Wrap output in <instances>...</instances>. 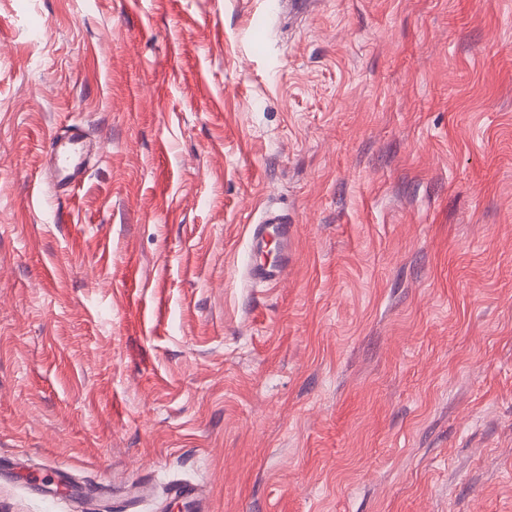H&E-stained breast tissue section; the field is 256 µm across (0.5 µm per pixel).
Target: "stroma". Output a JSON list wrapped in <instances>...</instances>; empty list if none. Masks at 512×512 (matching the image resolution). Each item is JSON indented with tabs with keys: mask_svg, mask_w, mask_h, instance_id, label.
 <instances>
[{
	"mask_svg": "<svg viewBox=\"0 0 512 512\" xmlns=\"http://www.w3.org/2000/svg\"><path fill=\"white\" fill-rule=\"evenodd\" d=\"M1 457L0 512H512V0H0ZM84 139L79 127H75L74 132L68 138V143L61 145L54 140L52 142V159L55 165L60 169L61 180L71 183L74 189L81 180L83 159L79 151L81 140ZM82 173V174H81ZM294 236L293 224H288L284 215L276 212H266L257 223L251 224L249 247L250 253H262L270 239H276L282 246L280 256L272 262H253L247 268V275L253 282L274 285L287 274L293 263L292 241Z\"/></svg>",
	"mask_w": 512,
	"mask_h": 512,
	"instance_id": "1",
	"label": "stroma"
}]
</instances>
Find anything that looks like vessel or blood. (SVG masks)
Returning <instances> with one entry per match:
<instances>
[{"mask_svg":"<svg viewBox=\"0 0 512 512\" xmlns=\"http://www.w3.org/2000/svg\"><path fill=\"white\" fill-rule=\"evenodd\" d=\"M82 140L81 130H74L66 144H57L52 148V159L59 168L63 182L78 185L82 178L83 160L79 151ZM294 227L288 224L282 214L276 212L265 213L264 217L252 225L249 236L251 254L262 253L269 240H277L282 246L279 257L271 262H259L252 264L247 269V274L253 282L273 285L278 283L287 274L289 266L293 262L292 241Z\"/></svg>","mask_w":512,"mask_h":512,"instance_id":"b4317fda","label":"vessel or blood"}]
</instances>
